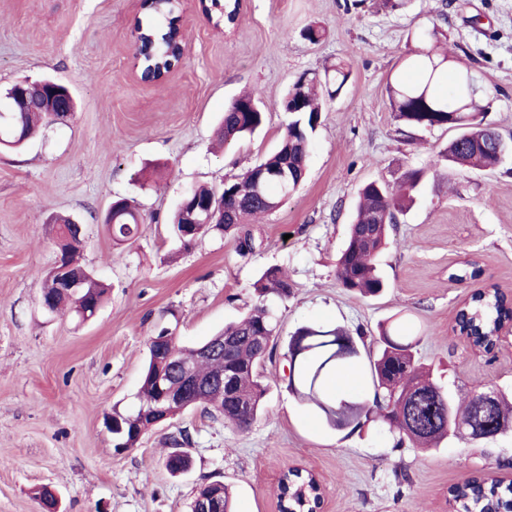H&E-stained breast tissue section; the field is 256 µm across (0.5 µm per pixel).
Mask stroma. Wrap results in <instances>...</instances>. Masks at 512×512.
Segmentation results:
<instances>
[{"instance_id": "35a3bbf8", "label": "stroma", "mask_w": 512, "mask_h": 512, "mask_svg": "<svg viewBox=\"0 0 512 512\" xmlns=\"http://www.w3.org/2000/svg\"><path fill=\"white\" fill-rule=\"evenodd\" d=\"M140 12V0H0V91L49 76L78 103L72 119L0 150V512H41V486L60 494L62 512H188L213 480L232 488L237 512H277L279 480L294 465L318 476L322 512H449L462 478L512 481V433L425 449L399 444L379 420L338 432L284 377L298 328L339 326L370 346L392 323L415 336L416 360L443 384L464 395L512 392V334L487 353L453 332L471 288L448 278L475 257L482 283L512 292V156L490 172L437 162L453 130L402 126L386 92L413 33L440 20L448 50L484 79L486 123L512 145V0H408L398 9L385 0H239L235 21L218 26L189 0L187 53L159 83L133 72ZM310 24L326 30L319 44L302 36ZM340 60L352 75L312 134L306 179L249 222L253 250L217 233L180 249L167 222L180 198L221 186L275 148L288 88ZM251 91L268 108L263 129L220 145L225 106ZM424 166L422 193L378 258L387 288L375 297L346 290L336 259L360 188ZM119 197L135 198L144 218L137 240L122 245L104 223ZM57 215L82 225L81 262L110 287L86 323L39 308L58 256ZM272 266L293 288L270 300L279 339L262 369L265 412L241 430L189 409L116 451L104 417L135 408L149 338L173 326L182 344L202 342L248 311L251 283ZM182 427L193 465L174 477L164 439Z\"/></svg>"}]
</instances>
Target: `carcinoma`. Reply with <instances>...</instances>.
<instances>
[{"label": "carcinoma", "instance_id": "1", "mask_svg": "<svg viewBox=\"0 0 512 512\" xmlns=\"http://www.w3.org/2000/svg\"><path fill=\"white\" fill-rule=\"evenodd\" d=\"M206 18L219 25L230 21L236 9L230 0H201ZM179 8L173 0H151L133 30L137 33L139 73L144 81H152L162 73L175 68L180 56L173 50L178 32ZM443 32L437 23L414 34L417 49L405 59L406 68L417 73L408 80L399 74L390 78L387 92L395 118L409 128L446 127L456 131L437 159L435 167L446 161L472 170H492L504 159L498 151L501 136L483 123L482 116L490 108L488 95L480 85L475 71L462 59L439 49ZM350 77L349 64L339 61L333 69L303 74L281 102L290 120L277 147L263 160L240 176L224 182L222 189L198 188L191 191L199 204L208 207L211 223L198 225L195 233L183 235L184 214L176 208L170 218L171 234L184 248L201 234L234 232L239 250H253V240L242 226L256 215L269 214L279 207L284 198L295 192L306 173L310 134L320 120L322 105L316 88L322 87L328 99H333ZM31 108L19 112L16 121L32 136L43 127L53 125V115L40 108L38 102L48 93V85L39 82L27 86ZM266 105L257 93L243 95L232 101L224 111L219 135L224 142L250 136L264 126ZM284 171L288 179L266 183L257 189L254 170ZM427 175L425 168H410L402 175L399 185L369 182L359 192L355 216L350 224L348 242L337 261L341 285L363 296H375L384 288L376 258L388 244V232L395 221V213L409 209L421 193ZM104 224L112 234V241L121 244L138 237L143 217L127 199L112 202V214ZM57 245L61 251L62 266L67 274L83 270L75 254L83 245L81 228L70 219L58 223ZM64 277H47L42 284V296L55 300L56 307L72 306L75 311H87L92 304H102L108 287L90 275L82 288L61 292ZM255 303L239 321L229 324L207 342L217 347L212 355L199 358L196 347L176 345L178 359L193 364L200 387L188 398L192 406L203 413L222 418L241 430L251 426L265 411L268 387L260 380L259 369L271 344L278 336V322L268 303L271 295L285 299L292 285L279 267L267 268L252 284ZM461 329L472 333L475 345L490 350L496 333L509 318L507 302L491 287L471 296L460 310ZM224 344H219V341ZM415 337L393 327L382 330L378 348L369 353V366L374 399L345 400L336 396L334 381L340 372L356 362L359 349L352 336L340 328L309 325L299 328L288 341V388L298 402L310 408L325 425L343 429L372 416L392 425L398 423L399 441L405 440L421 448H436L448 439V408L464 419L465 424L498 425L512 419V401L504 394L489 405H478L474 397H461L448 387L433 381L430 369L417 364L413 355ZM235 373L234 385L224 389V399L217 400L208 380L224 371ZM157 358L147 349V361L137 395L138 405L131 413L113 410L110 428L114 448H134L148 432L140 410L159 398L155 381ZM171 451L164 458V466L171 475L189 467L185 447L191 444V434L183 428L168 437ZM216 498L223 512H234L233 497L221 481L204 484L194 499ZM512 487L472 477L454 491L458 512H481L495 500L508 507ZM278 498L293 512H306L316 507L317 494L311 478L289 472L279 484Z\"/></svg>", "mask_w": 512, "mask_h": 512}]
</instances>
